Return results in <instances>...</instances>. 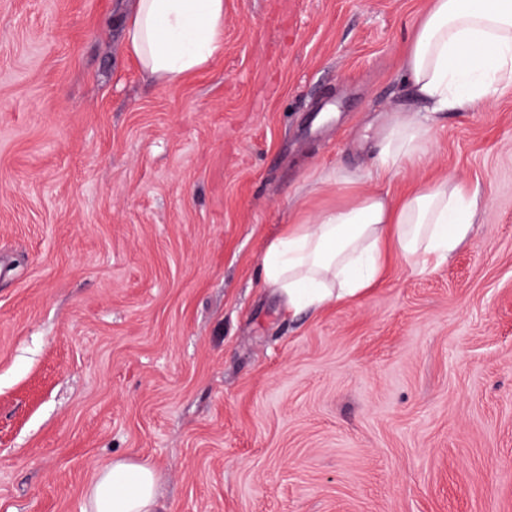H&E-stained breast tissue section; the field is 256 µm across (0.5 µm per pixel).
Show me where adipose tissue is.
Listing matches in <instances>:
<instances>
[{
	"label": "adipose tissue",
	"mask_w": 512,
	"mask_h": 512,
	"mask_svg": "<svg viewBox=\"0 0 512 512\" xmlns=\"http://www.w3.org/2000/svg\"><path fill=\"white\" fill-rule=\"evenodd\" d=\"M224 47V0H138L126 21L128 53L143 71L174 80L204 69ZM405 79L428 111H464L512 84V0H432L404 51ZM428 128L414 113L390 119L376 148L385 174L423 156ZM480 209L461 181L425 186L397 202L363 194L293 224L267 247L262 284L288 310H317L357 296L380 278L389 252L412 270L436 267L467 241ZM149 463L116 459L90 482L82 512H156Z\"/></svg>",
	"instance_id": "adipose-tissue-1"
}]
</instances>
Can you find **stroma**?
<instances>
[{
	"instance_id": "obj_1",
	"label": "stroma",
	"mask_w": 512,
	"mask_h": 512,
	"mask_svg": "<svg viewBox=\"0 0 512 512\" xmlns=\"http://www.w3.org/2000/svg\"><path fill=\"white\" fill-rule=\"evenodd\" d=\"M136 0H0V512H81L150 463L161 512H512V85L374 173L430 0H224L175 82ZM477 187L435 269L313 314L268 244L354 197Z\"/></svg>"
}]
</instances>
